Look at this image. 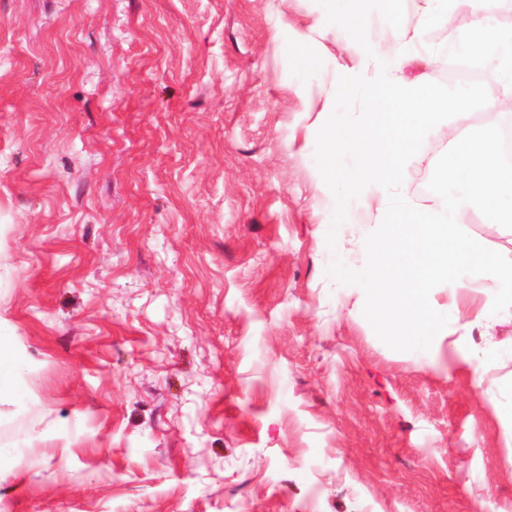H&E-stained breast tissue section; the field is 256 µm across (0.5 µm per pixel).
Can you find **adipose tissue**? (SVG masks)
I'll return each mask as SVG.
<instances>
[{"instance_id": "ef3b65f1", "label": "adipose tissue", "mask_w": 512, "mask_h": 512, "mask_svg": "<svg viewBox=\"0 0 512 512\" xmlns=\"http://www.w3.org/2000/svg\"><path fill=\"white\" fill-rule=\"evenodd\" d=\"M344 20L337 0H320L312 30L334 34L347 55L338 61L312 43V65L297 70L298 84L322 102L320 132L303 150L322 174L323 235L337 291L355 296L374 314L387 339L425 362L440 348L462 360L475 385L512 434V384L484 386L490 365L512 361V343L496 340L512 322V252L489 251L466 230L471 217L512 223V181L503 165L512 140V33L497 20L512 0H349ZM380 11L391 45L367 40L370 11ZM459 18L452 47L427 48L431 32ZM422 72L409 77L405 68ZM467 67L497 88L479 106L498 121L474 134L460 131L462 96L448 94L447 75ZM450 148L425 158L433 136ZM375 212L372 224L349 219L346 201ZM447 302H440V294ZM474 297L472 325L483 328L473 345L463 333L460 303Z\"/></svg>"}]
</instances>
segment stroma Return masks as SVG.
<instances>
[{
  "label": "stroma",
  "instance_id": "35a3bbf8",
  "mask_svg": "<svg viewBox=\"0 0 512 512\" xmlns=\"http://www.w3.org/2000/svg\"><path fill=\"white\" fill-rule=\"evenodd\" d=\"M317 0H0V512H512L456 361L324 272ZM10 339L8 336H0V401L1 398L11 396L13 390V382L19 366L3 359L2 352L9 346Z\"/></svg>",
  "mask_w": 512,
  "mask_h": 512
}]
</instances>
